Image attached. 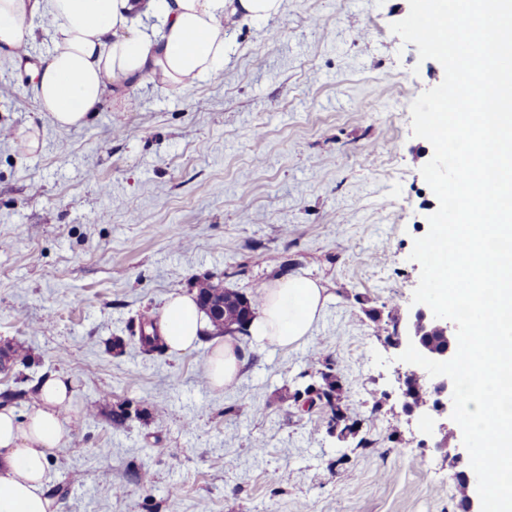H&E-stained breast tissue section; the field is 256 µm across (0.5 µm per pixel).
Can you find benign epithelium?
Segmentation results:
<instances>
[{"mask_svg": "<svg viewBox=\"0 0 512 512\" xmlns=\"http://www.w3.org/2000/svg\"><path fill=\"white\" fill-rule=\"evenodd\" d=\"M456 324L439 319L433 313L424 308L418 309L409 316L403 329H395L392 336L393 343L398 348H404L408 342H413L416 349L425 357L435 361H447L451 359L457 350ZM440 335L446 338V343L440 347L431 346L427 338L432 335ZM402 386L400 397L403 400L402 407L406 414L412 415L426 406H431L437 416L448 412V403L452 402L453 385L446 376H437L426 386L421 383L419 370H408L401 376ZM421 389L429 398L417 406L410 403L411 394L415 389Z\"/></svg>", "mask_w": 512, "mask_h": 512, "instance_id": "obj_1", "label": "benign epithelium"}]
</instances>
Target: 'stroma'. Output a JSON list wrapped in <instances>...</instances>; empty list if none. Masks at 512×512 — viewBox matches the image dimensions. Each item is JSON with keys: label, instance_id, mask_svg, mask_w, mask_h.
<instances>
[{"label": "stroma", "instance_id": "1", "mask_svg": "<svg viewBox=\"0 0 512 512\" xmlns=\"http://www.w3.org/2000/svg\"><path fill=\"white\" fill-rule=\"evenodd\" d=\"M408 13V0H283L225 23L221 75L131 86L70 129L31 90L45 26L26 62L0 57V345L25 356L0 390L73 380L77 422L49 456L54 512H457L462 430L449 422L443 455L437 416L404 414L408 365L389 341L439 205L410 106L444 69L391 32ZM288 275L322 281V318L287 349L235 335L231 387L206 378L211 338L184 354L137 343L169 294L208 279L249 296ZM330 364L359 426L345 439L282 400Z\"/></svg>", "mask_w": 512, "mask_h": 512}]
</instances>
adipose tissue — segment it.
Listing matches in <instances>:
<instances>
[{
	"instance_id": "ef3b65f1",
	"label": "adipose tissue",
	"mask_w": 512,
	"mask_h": 512,
	"mask_svg": "<svg viewBox=\"0 0 512 512\" xmlns=\"http://www.w3.org/2000/svg\"><path fill=\"white\" fill-rule=\"evenodd\" d=\"M282 0H0V57L35 38L31 19H49L51 50L31 73L42 112L58 127L85 125L107 98L142 81L181 91L224 69V23L279 13ZM248 326L262 345L288 348L310 335L327 296L318 280L294 275L263 283ZM166 347L183 354L211 323L193 294L167 298L158 322ZM241 361L231 339L217 342L206 367L213 388L233 385ZM69 378L41 382L24 417L0 411V512H52L43 486L48 457L76 419Z\"/></svg>"
}]
</instances>
